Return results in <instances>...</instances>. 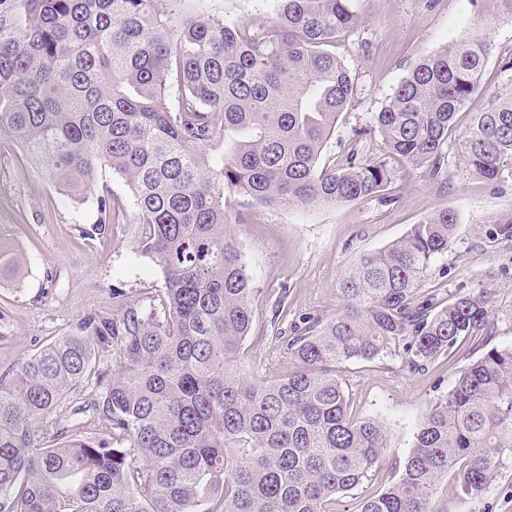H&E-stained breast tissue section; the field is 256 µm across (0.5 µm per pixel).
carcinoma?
I'll list each match as a JSON object with an SVG mask.
<instances>
[{
  "label": "carcinoma",
  "instance_id": "1",
  "mask_svg": "<svg viewBox=\"0 0 512 512\" xmlns=\"http://www.w3.org/2000/svg\"><path fill=\"white\" fill-rule=\"evenodd\" d=\"M176 2L23 0L20 24L0 22V134L52 185L96 199L87 237L122 214L98 174L122 178L166 289L157 306L81 318L0 379V512H335L387 448L382 422L352 417L342 365L391 356L425 372L494 317L490 297L448 303L428 280L455 230L444 207L360 255L335 315L272 330L256 373H241L253 279L224 191L311 209L384 198L393 159L438 178L491 45L465 36L414 65L377 113L383 156L338 167L322 150L357 83L327 46L358 26L353 0H276L240 23ZM472 2L481 22L512 21V0ZM456 152L484 188L512 179V95L475 113ZM25 262L0 231V279ZM508 448L512 345L493 346L431 401L388 487L356 512H443L450 475L459 507L476 505L512 465Z\"/></svg>",
  "mask_w": 512,
  "mask_h": 512
}]
</instances>
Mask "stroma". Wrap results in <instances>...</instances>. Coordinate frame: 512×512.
Listing matches in <instances>:
<instances>
[{
  "label": "stroma",
  "instance_id": "35a3bbf8",
  "mask_svg": "<svg viewBox=\"0 0 512 512\" xmlns=\"http://www.w3.org/2000/svg\"><path fill=\"white\" fill-rule=\"evenodd\" d=\"M273 6L274 0H182L179 9L231 23L266 16ZM353 6L361 23L337 37L331 51L356 75L360 94L325 144L323 160L356 164L367 154H380L382 140L373 131L377 112L415 63L469 33H482L492 50L483 90L457 114L453 138L463 135L490 94L512 91V79L499 66L500 59L512 55V23L482 26L471 0H354ZM356 128L371 130L369 152L349 153ZM394 168L385 201L299 210L260 206L225 191L230 229L255 288L245 364L268 349L279 305H287L292 325L306 317L333 316L341 306V275L360 254L392 244L443 207L456 213L457 225L452 246L432 263L433 278L444 279L452 294L462 289L490 294L497 310L492 342L512 344V180L494 190L471 184L453 152L435 180L402 162ZM99 182L122 202L123 219L105 235L87 239L83 232L97 219L95 202L71 200L46 180L19 144L0 138V231L26 256L17 279L0 281V377L69 333L81 317L114 309L113 290L144 304L162 296L163 273L139 246L142 226L131 190L114 175H103ZM476 345V340H463L420 374L407 372L390 356L345 364L355 416L384 423L387 456L407 454L430 402L451 387Z\"/></svg>",
  "mask_w": 512,
  "mask_h": 512
}]
</instances>
